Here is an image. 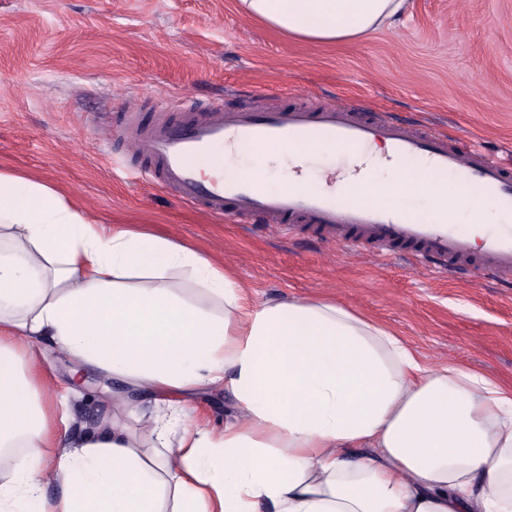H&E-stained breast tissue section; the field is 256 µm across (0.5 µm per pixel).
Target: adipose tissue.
Here are the masks:
<instances>
[{
	"instance_id": "adipose-tissue-1",
	"label": "adipose tissue",
	"mask_w": 512,
	"mask_h": 512,
	"mask_svg": "<svg viewBox=\"0 0 512 512\" xmlns=\"http://www.w3.org/2000/svg\"><path fill=\"white\" fill-rule=\"evenodd\" d=\"M406 0H236L244 15L308 42L354 41L395 23ZM260 145L241 175L279 189L311 150ZM338 187L363 201L423 198L473 235L502 215L449 204L440 177L393 169ZM190 267L197 288H174ZM50 339L120 382L112 421L47 440L38 386L15 344ZM235 404L219 435L173 437L201 388ZM167 397L143 408L142 395ZM18 448L0 512H512V388L458 364L424 365L387 326L327 299L254 301L211 260L172 239L84 220L54 189L0 171V450ZM54 463L65 491L47 508Z\"/></svg>"
}]
</instances>
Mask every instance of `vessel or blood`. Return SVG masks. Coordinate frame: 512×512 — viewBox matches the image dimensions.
Returning <instances> with one entry per match:
<instances>
[{
    "label": "vessel or blood",
    "instance_id": "b4317fda",
    "mask_svg": "<svg viewBox=\"0 0 512 512\" xmlns=\"http://www.w3.org/2000/svg\"><path fill=\"white\" fill-rule=\"evenodd\" d=\"M267 96V90L253 88L246 107L186 97L179 105L180 121L116 126L112 135L138 158L137 171L145 181L211 215L291 233L303 230L318 240L377 258L404 257L435 277L512 283L510 225L491 229L477 251L467 227L444 216L427 219L412 207L368 205L332 187L269 193L256 182L233 176L200 177L198 163L220 168L226 155L258 145L321 140L361 152L381 143L388 160L397 164L419 161L434 171L457 172L459 184L473 197L512 216V164L502 163L485 148L450 140L416 121L367 111L346 99L290 102L269 109L264 105Z\"/></svg>",
    "mask_w": 512,
    "mask_h": 512
}]
</instances>
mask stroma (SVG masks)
Instances as JSON below:
<instances>
[{
  "instance_id": "stroma-1",
  "label": "stroma",
  "mask_w": 512,
  "mask_h": 512,
  "mask_svg": "<svg viewBox=\"0 0 512 512\" xmlns=\"http://www.w3.org/2000/svg\"><path fill=\"white\" fill-rule=\"evenodd\" d=\"M245 85L275 89V107L307 94L355 98L512 149V0H408L392 27L335 45L276 33L235 0H0V170L55 189L91 223L189 245L256 300L335 299L390 327L429 366L460 363L512 386V289L207 215L124 174L128 158L84 125L89 112L122 121L120 106L133 100L143 122L156 120L154 101L186 93L232 105ZM17 349L34 379L48 381L50 431L111 420V377L48 339ZM192 403L191 423L219 431L233 400L204 388Z\"/></svg>"
}]
</instances>
